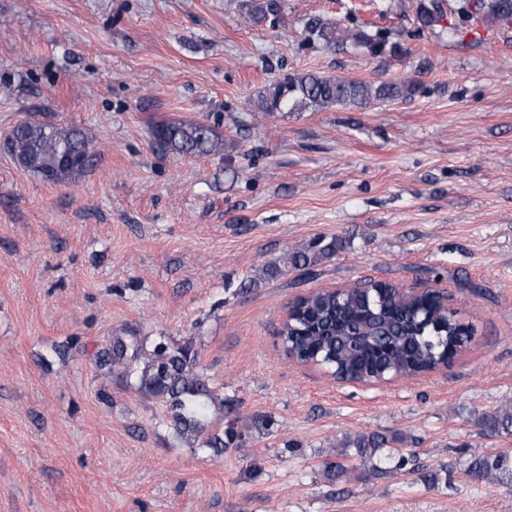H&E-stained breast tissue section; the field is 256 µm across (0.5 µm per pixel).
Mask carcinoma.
I'll return each mask as SVG.
<instances>
[{
    "mask_svg": "<svg viewBox=\"0 0 512 512\" xmlns=\"http://www.w3.org/2000/svg\"><path fill=\"white\" fill-rule=\"evenodd\" d=\"M440 12L439 0H424L419 5L420 20L427 26L437 21ZM461 12L512 25V0H464ZM253 16L258 20L278 19L275 0L255 5ZM312 35L327 47L348 43L372 51L380 47L364 31L339 25L320 24L312 29ZM417 89L415 81L406 79L376 85L314 72L297 73L270 83L258 99L257 110L319 112L336 106L363 109L376 101L410 97ZM155 138L162 149L176 153L218 155L224 151L222 137L203 123H163L156 127ZM93 150L89 138L79 129L23 121L12 130L9 152L28 172L65 183L87 172L95 157ZM339 248L337 240L319 238L268 263L266 271L275 276L281 267L289 265L312 276L315 268ZM400 294L398 285L375 282L363 290L315 291L302 297L295 316L284 323L281 332L287 352L300 361H326L339 379L358 376L366 382H378L432 371L465 349L470 341L468 325L445 314L442 306L430 300L402 304L398 301ZM92 357L99 371L162 399L174 433L187 444L193 446L199 441L201 446L221 454L246 442L245 432L229 418L237 400L224 397L209 385L193 342L181 344L161 336L149 343L138 336H114ZM212 408L223 411L225 423L219 428L208 420ZM483 427L491 432L511 429L512 403L486 417ZM392 443L394 440L385 435L371 433L350 438L343 447L356 449L368 476L379 478L391 472L390 464L400 470L416 462V454L406 457L392 450ZM467 475L478 481L509 485L512 461L504 453L477 456L469 463Z\"/></svg>",
    "mask_w": 512,
    "mask_h": 512,
    "instance_id": "obj_1",
    "label": "carcinoma"
}]
</instances>
